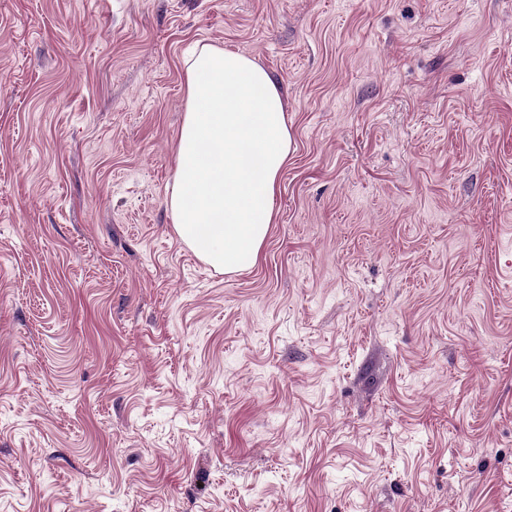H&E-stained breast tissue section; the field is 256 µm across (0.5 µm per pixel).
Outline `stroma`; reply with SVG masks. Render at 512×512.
<instances>
[{"instance_id":"1","label":"stroma","mask_w":512,"mask_h":512,"mask_svg":"<svg viewBox=\"0 0 512 512\" xmlns=\"http://www.w3.org/2000/svg\"><path fill=\"white\" fill-rule=\"evenodd\" d=\"M203 44L293 137L233 274ZM0 512H512V0H0ZM185 77L187 108L167 199L175 232L215 271L253 267L292 151L283 96L253 59L211 45L185 62Z\"/></svg>"}]
</instances>
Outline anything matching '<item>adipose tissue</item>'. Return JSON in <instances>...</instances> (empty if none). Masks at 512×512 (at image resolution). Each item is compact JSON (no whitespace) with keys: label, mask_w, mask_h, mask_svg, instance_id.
Segmentation results:
<instances>
[{"label":"adipose tissue","mask_w":512,"mask_h":512,"mask_svg":"<svg viewBox=\"0 0 512 512\" xmlns=\"http://www.w3.org/2000/svg\"><path fill=\"white\" fill-rule=\"evenodd\" d=\"M187 108L168 194L179 239L215 271L253 267L275 220L292 137L272 76L211 45L185 63Z\"/></svg>","instance_id":"ef3b65f1"}]
</instances>
